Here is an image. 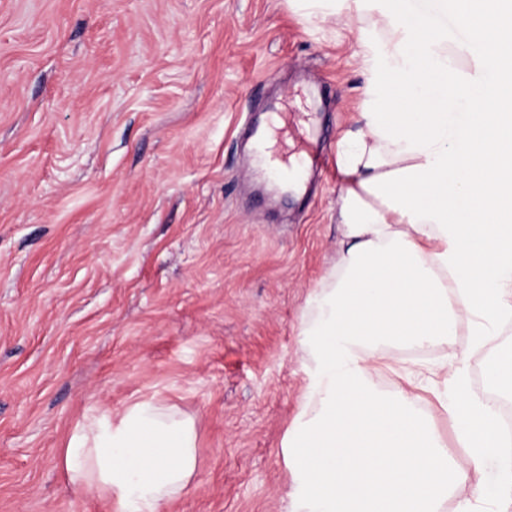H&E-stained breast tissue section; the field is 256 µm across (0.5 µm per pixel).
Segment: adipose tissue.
I'll return each mask as SVG.
<instances>
[{
    "mask_svg": "<svg viewBox=\"0 0 512 512\" xmlns=\"http://www.w3.org/2000/svg\"><path fill=\"white\" fill-rule=\"evenodd\" d=\"M368 17L361 126L339 143L349 177L336 222L343 248L305 328L316 375L288 435L296 474L288 512H442L470 473L495 468L456 512H512V446L499 429L512 398V347L494 349L512 320V0H439L469 33L404 11L402 0H337ZM468 341L434 371V392L466 454L449 458L407 391L379 393L377 354L391 344ZM484 363L486 393L471 389L469 359ZM196 465L190 424L151 399L120 419L86 417L63 450L77 493L118 512H163Z\"/></svg>",
    "mask_w": 512,
    "mask_h": 512,
    "instance_id": "obj_1",
    "label": "adipose tissue"
}]
</instances>
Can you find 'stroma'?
Returning a JSON list of instances; mask_svg holds the SVG:
<instances>
[{
	"label": "stroma",
	"mask_w": 512,
	"mask_h": 512,
	"mask_svg": "<svg viewBox=\"0 0 512 512\" xmlns=\"http://www.w3.org/2000/svg\"><path fill=\"white\" fill-rule=\"evenodd\" d=\"M368 27L293 0H0V512H117L62 452L150 397L195 436L165 512H285L302 330L341 249L345 178L307 159L358 128ZM269 112L299 190L247 148ZM466 341L387 349L378 389Z\"/></svg>",
	"instance_id": "obj_1"
}]
</instances>
